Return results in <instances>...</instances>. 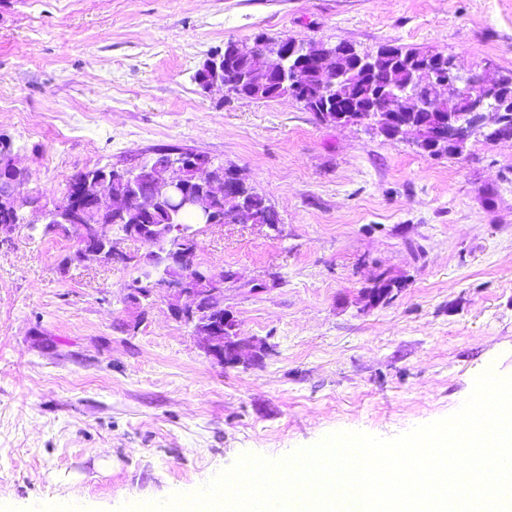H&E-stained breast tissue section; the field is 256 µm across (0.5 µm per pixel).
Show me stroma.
<instances>
[{"instance_id": "1", "label": "stroma", "mask_w": 512, "mask_h": 512, "mask_svg": "<svg viewBox=\"0 0 512 512\" xmlns=\"http://www.w3.org/2000/svg\"><path fill=\"white\" fill-rule=\"evenodd\" d=\"M384 43L512 72V0H0V135L20 195L181 146L235 166L279 214L201 225L224 307L272 353L212 365L133 266L64 265L72 239L0 244V512H83L197 489L244 454L278 460L340 431L392 438L512 375V141L428 157L320 121L290 98L203 93L226 40ZM399 284L366 308L379 273Z\"/></svg>"}]
</instances>
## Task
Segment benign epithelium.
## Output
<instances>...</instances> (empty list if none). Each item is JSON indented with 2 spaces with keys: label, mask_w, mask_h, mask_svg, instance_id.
I'll return each instance as SVG.
<instances>
[{
  "label": "benign epithelium",
  "mask_w": 512,
  "mask_h": 512,
  "mask_svg": "<svg viewBox=\"0 0 512 512\" xmlns=\"http://www.w3.org/2000/svg\"><path fill=\"white\" fill-rule=\"evenodd\" d=\"M226 49L238 58L259 59L263 67L250 74V89L259 93L268 81L279 78L288 83V96L301 99L311 86V79L319 78L320 87L334 89L347 80L358 68L376 70L379 61L362 58L354 47L336 49L311 40L288 41L280 38L270 42L264 37H255L252 44H243L231 40ZM224 58L219 54L209 56L202 64L200 78L204 91L215 88L226 89L221 76ZM492 69L488 63L479 75L458 70L456 61L436 56L432 61L418 66L417 73L431 92L444 87L457 98L469 103L468 120L464 123L442 122L432 130L424 132V145L431 150L440 148L457 149L461 153L477 132L483 130L493 142L512 140V94L500 90L499 79H487ZM497 92L494 104L489 106L485 97L478 96L476 87ZM420 104L417 94L390 93L383 102L373 106L364 124L388 138L400 135L406 123L403 113L412 111L410 104ZM150 183L152 197L165 202L178 211L194 212L202 223L216 224L213 204L226 201L234 202L239 197L242 184L241 174L234 178H224V165L197 153L182 157L177 161L153 167L144 173ZM86 192L90 205L83 209H69L61 216V221L52 223L57 207L49 208L37 203L32 210L39 214L46 235H59L76 239L75 255L82 261L103 264L121 263L133 265L140 271L150 273L161 267L176 269L175 276L167 272L150 283L148 288H134L132 281L124 285L126 299L136 304L139 297L151 295L158 289L169 292L174 303L171 304L173 316L190 326L197 338L198 348L214 365L223 368H247L268 353L269 345L263 339H245L236 331V321L223 309L224 272H217L199 260L197 251L178 249L161 259L147 250L142 254L123 251L121 243L125 240L147 244L143 231L136 224L131 225L126 234L114 239L102 234L97 218L106 214L122 216L138 214L137 194L134 191L116 194L108 188H101L89 182ZM189 296L192 304L181 306L180 297ZM207 295L218 300L220 312L207 317L198 310V299Z\"/></svg>",
  "instance_id": "1"
}]
</instances>
